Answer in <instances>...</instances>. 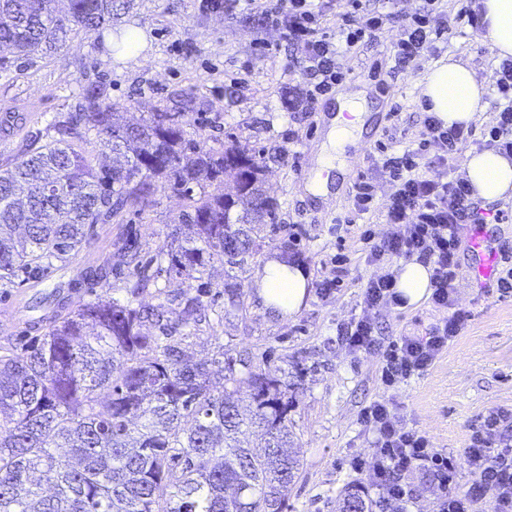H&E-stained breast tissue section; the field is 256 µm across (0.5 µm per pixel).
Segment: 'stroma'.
Here are the masks:
<instances>
[{"label":"stroma","instance_id":"1","mask_svg":"<svg viewBox=\"0 0 512 512\" xmlns=\"http://www.w3.org/2000/svg\"><path fill=\"white\" fill-rule=\"evenodd\" d=\"M133 28L145 32L148 45L137 59L119 58L113 44ZM399 36L394 26L385 41L359 45L343 81L319 97L307 115L289 105L304 81L302 51L269 55L266 46L277 34L259 14L206 9L202 0H129L111 28L79 35L56 53L0 67V160L17 155L27 143L49 141L51 122L78 111L89 86L97 88L103 105L124 108L127 122H140L159 107L183 113L189 121L203 120L211 141L230 136L261 152L279 227L263 228V246L244 268L232 271L222 261L211 263L202 320L184 328V347L195 360L221 346L246 349L254 364L279 368L295 401L288 425L299 460L287 512H338L341 494L364 485L350 461L372 452L371 437L358 418L373 400L393 398L406 426L426 434L437 452L458 459L454 483L463 489L471 481L463 457L472 432L489 411L512 412V295L473 280L468 244H461L457 254L456 288L457 304L469 311L470 320L425 372L387 390L380 381L382 351L353 355L337 336L339 325L364 315L367 280L393 270L394 264H368L358 241L340 233L336 220L354 215L353 185L363 174L377 182V209L355 216L356 222H377V211L392 192L390 183L377 176L378 149L401 152L413 146L425 113L418 86L422 71L451 56L487 81L479 123L489 122L502 104L497 91L501 61L479 32L460 25L416 72L394 67L386 44ZM353 89L368 93L365 145L346 173L331 171L334 196L325 204L308 193V175L315 170L337 96ZM184 204L174 193H158L142 213L128 214L125 224L97 225L89 244L52 273L0 288V344L20 347L43 335L48 302L55 295H62L70 309L93 299L82 275L88 266L110 261L111 243L126 226L137 229L142 257L159 258ZM276 256L302 262L308 275L305 303L291 317L266 310L255 293L258 272ZM336 268L342 271V286L322 296L317 284ZM228 283L236 297L225 293ZM373 317L388 343L424 334L439 314L427 300L406 309L382 308Z\"/></svg>","mask_w":512,"mask_h":512}]
</instances>
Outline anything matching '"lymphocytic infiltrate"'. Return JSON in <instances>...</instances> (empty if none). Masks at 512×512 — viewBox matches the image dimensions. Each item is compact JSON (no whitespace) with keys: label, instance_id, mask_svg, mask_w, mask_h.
Here are the masks:
<instances>
[{"label":"lymphocytic infiltrate","instance_id":"lymphocytic-infiltrate-1","mask_svg":"<svg viewBox=\"0 0 512 512\" xmlns=\"http://www.w3.org/2000/svg\"><path fill=\"white\" fill-rule=\"evenodd\" d=\"M275 28L281 42L301 47L307 79L299 98L305 102L331 91L346 75L342 60L346 49L362 42L379 40L387 26L400 24L402 34L391 42L390 51L400 67L416 65L424 50L446 43L456 24L480 29L481 19L469 5L455 14L441 7L442 0H422L414 12L396 15L379 8H367L364 0H346L334 22L323 19L321 6L313 0H244ZM498 90L504 105L496 113L487 137L477 138L474 127L442 126L425 115L415 149L383 159L382 176L394 189L382 212L390 233L365 228L360 240L368 262L379 264L396 258L419 259L432 269L430 278L433 305L443 310L442 319L425 335L406 336L400 342L382 345L377 325L369 317L351 318L340 325L338 335L350 353L377 348L385 350L381 379L393 386L411 375L425 371L460 336L470 319L457 309L455 281L459 230L477 210L470 198L471 186L461 176H450L446 167L465 145L491 148L512 156V60L502 62ZM360 422L372 437L371 460H357L356 469L365 474L376 496L378 512H409L412 491L406 478L425 472L439 485L442 495L439 512H475L479 499L492 494L496 512H512V416L489 412L473 432L465 459L473 476L468 489L454 487L455 458L435 452L428 438L405 426L391 400L380 399L362 408Z\"/></svg>","mask_w":512,"mask_h":512}]
</instances>
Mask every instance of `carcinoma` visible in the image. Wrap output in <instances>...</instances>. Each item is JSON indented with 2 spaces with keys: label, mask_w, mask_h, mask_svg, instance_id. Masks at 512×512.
I'll return each mask as SVG.
<instances>
[{
  "label": "carcinoma",
  "mask_w": 512,
  "mask_h": 512,
  "mask_svg": "<svg viewBox=\"0 0 512 512\" xmlns=\"http://www.w3.org/2000/svg\"><path fill=\"white\" fill-rule=\"evenodd\" d=\"M123 0H0V48L50 53L80 33L112 25ZM179 112L137 125L83 95L81 112L53 124L57 137L0 163V286L51 269L170 190L187 204L164 245L166 267L140 261L126 301L98 296L54 319L22 352L0 344V512H285L298 460L290 447L285 382L247 351L185 354L176 327L198 321L210 261L241 268L257 251L256 224H276L256 152L215 148ZM115 158L109 167L80 146L90 134ZM239 176V211L209 187ZM117 263L84 280L112 287L133 251L113 243ZM186 286L175 318L136 304L151 283ZM198 285H193V282ZM196 289L197 295L190 294ZM151 323L160 332L142 331ZM122 357L116 361V357ZM261 430L257 445L239 436ZM340 512H371L349 492Z\"/></svg>",
  "instance_id": "cac0c4a2"
}]
</instances>
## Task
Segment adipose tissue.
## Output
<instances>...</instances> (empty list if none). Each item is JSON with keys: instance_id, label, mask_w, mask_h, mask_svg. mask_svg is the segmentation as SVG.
<instances>
[{"instance_id": "1", "label": "adipose tissue", "mask_w": 512, "mask_h": 512, "mask_svg": "<svg viewBox=\"0 0 512 512\" xmlns=\"http://www.w3.org/2000/svg\"><path fill=\"white\" fill-rule=\"evenodd\" d=\"M486 10L487 26L482 34L499 58L512 57V0H479ZM420 94L429 110L444 125L468 124L485 108L487 87L474 72L453 57H445L429 68L419 81ZM365 91L341 102L330 122L328 140L318 156L317 169L308 186L313 196L328 193L325 173L341 162L345 148L354 143L364 122ZM463 176L474 188V200L484 203L512 200V157L495 151L468 152ZM397 290L408 305H417L431 293L428 265L412 259L394 267ZM256 293L274 314H296L307 294L304 269L275 257L267 260L256 278Z\"/></svg>"}]
</instances>
